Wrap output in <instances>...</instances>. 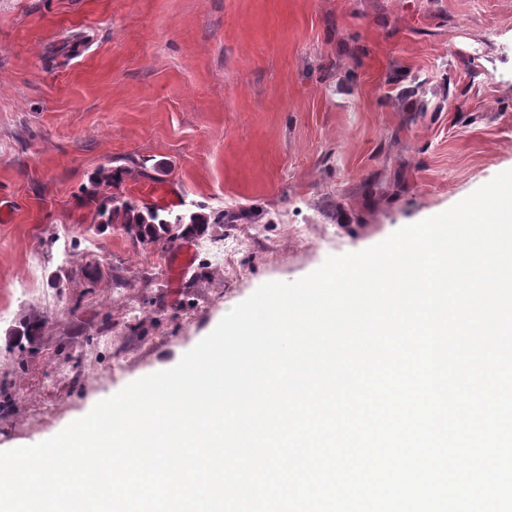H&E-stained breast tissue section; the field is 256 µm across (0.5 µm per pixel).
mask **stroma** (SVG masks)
I'll list each match as a JSON object with an SVG mask.
<instances>
[{"label":"stroma","mask_w":512,"mask_h":512,"mask_svg":"<svg viewBox=\"0 0 512 512\" xmlns=\"http://www.w3.org/2000/svg\"><path fill=\"white\" fill-rule=\"evenodd\" d=\"M116 166L138 206L236 219L140 244L86 195ZM508 169L512 0H0V450Z\"/></svg>","instance_id":"1"}]
</instances>
